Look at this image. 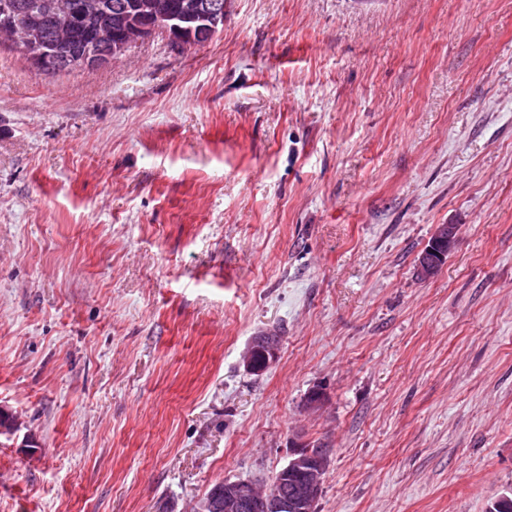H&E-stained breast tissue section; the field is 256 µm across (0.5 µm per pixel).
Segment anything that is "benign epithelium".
<instances>
[{
  "instance_id": "7a95c632",
  "label": "benign epithelium",
  "mask_w": 512,
  "mask_h": 512,
  "mask_svg": "<svg viewBox=\"0 0 512 512\" xmlns=\"http://www.w3.org/2000/svg\"><path fill=\"white\" fill-rule=\"evenodd\" d=\"M126 27L112 32V54H95L85 62L104 63L120 56L129 42L144 39L157 31L168 34L177 46H194L197 39L212 35L224 22L225 0H184L176 12L160 9L156 0H135L128 6ZM74 0H47L49 15L70 16ZM42 17H20L11 23L17 46L30 44L33 29ZM457 244V225L439 224L417 259L416 276L432 280L444 264L445 257L454 252ZM280 336L263 331L252 337L243 355L245 370L258 374L274 363L279 355ZM330 465V450L299 445L292 449L288 463L278 472L276 486L257 491L258 483L249 479L218 482L201 500L198 512H310L322 495L323 482ZM289 483L287 491L279 486Z\"/></svg>"
}]
</instances>
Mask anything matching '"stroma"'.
Returning <instances> with one entry per match:
<instances>
[{
	"label": "stroma",
	"mask_w": 512,
	"mask_h": 512,
	"mask_svg": "<svg viewBox=\"0 0 512 512\" xmlns=\"http://www.w3.org/2000/svg\"><path fill=\"white\" fill-rule=\"evenodd\" d=\"M439 224L458 247L424 282ZM0 406V512H194L309 443L317 512H487L512 0H228L206 44L51 77L0 40ZM280 336L275 331H263L253 336L243 355L245 370L258 374L274 363L279 355Z\"/></svg>",
	"instance_id": "obj_1"
}]
</instances>
